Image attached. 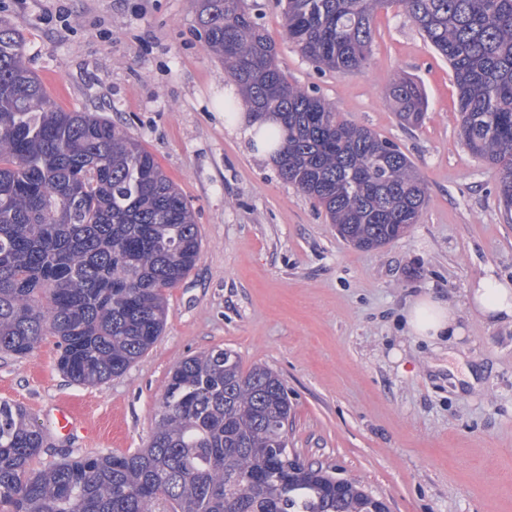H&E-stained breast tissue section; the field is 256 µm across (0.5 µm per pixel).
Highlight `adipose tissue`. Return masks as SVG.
I'll return each mask as SVG.
<instances>
[{
    "instance_id": "1",
    "label": "adipose tissue",
    "mask_w": 512,
    "mask_h": 512,
    "mask_svg": "<svg viewBox=\"0 0 512 512\" xmlns=\"http://www.w3.org/2000/svg\"><path fill=\"white\" fill-rule=\"evenodd\" d=\"M467 300L471 309L493 322L512 324V281L485 275L470 289ZM404 317L409 334L421 340H455L462 334L458 315L450 303L431 293L411 301Z\"/></svg>"
}]
</instances>
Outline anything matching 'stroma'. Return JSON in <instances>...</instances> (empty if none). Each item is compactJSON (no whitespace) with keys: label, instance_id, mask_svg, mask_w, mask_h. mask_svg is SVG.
<instances>
[{"label":"stroma","instance_id":"stroma-1","mask_svg":"<svg viewBox=\"0 0 512 512\" xmlns=\"http://www.w3.org/2000/svg\"><path fill=\"white\" fill-rule=\"evenodd\" d=\"M289 83L317 88L343 119L395 142L427 188L417 224L373 250L342 240L324 211L249 154L224 126L232 82L198 30L197 0H0L29 67L57 105L124 123L190 202L201 231L195 268L167 297L165 330L101 386L55 367V337L29 355L0 352V399L46 427L32 466L146 448L170 371L217 347L263 365L291 402L288 447L360 483L389 512H512V326L466 304L486 272L512 280V215L499 171L459 136L453 72L399 6L379 11L361 69L322 72L288 41L283 0H247ZM420 85L421 125L388 93ZM448 300L459 339L417 341L402 324L424 293ZM475 375L456 385L449 352ZM68 404L81 423L50 433Z\"/></svg>","mask_w":512,"mask_h":512}]
</instances>
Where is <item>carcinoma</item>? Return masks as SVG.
I'll use <instances>...</instances> for the list:
<instances>
[{
	"label": "carcinoma",
	"instance_id": "cac0c4a2",
	"mask_svg": "<svg viewBox=\"0 0 512 512\" xmlns=\"http://www.w3.org/2000/svg\"><path fill=\"white\" fill-rule=\"evenodd\" d=\"M397 3L454 76L459 135L499 169L512 209V0H286L288 41L318 69L368 61L378 10ZM206 47L257 118H276L279 175L337 232L375 249L418 223L424 184L393 142L344 120L318 91L290 84L246 0H198ZM0 25V351L24 356L57 338L56 367L80 385L124 374L166 324L167 290L195 266L191 205L153 154L108 117L67 111ZM389 96L420 125L427 102L408 79ZM291 404L265 366L230 350L180 361L147 448L31 468L45 431L0 401V512H372L376 497L288 452Z\"/></svg>",
	"mask_w": 512,
	"mask_h": 512
}]
</instances>
